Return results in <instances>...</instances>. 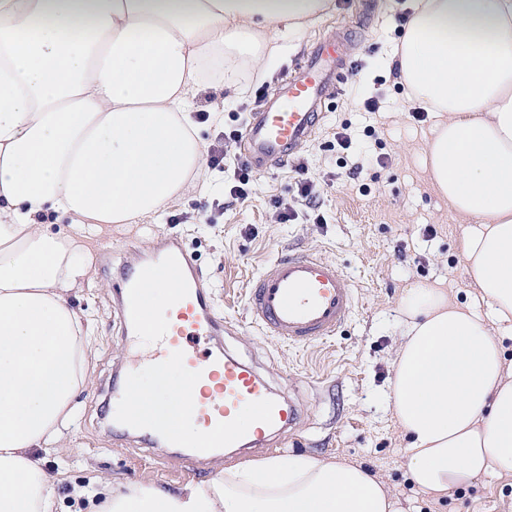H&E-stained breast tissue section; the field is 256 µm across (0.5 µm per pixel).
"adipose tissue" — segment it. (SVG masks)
Instances as JSON below:
<instances>
[{
  "label": "adipose tissue",
  "instance_id": "obj_1",
  "mask_svg": "<svg viewBox=\"0 0 512 512\" xmlns=\"http://www.w3.org/2000/svg\"><path fill=\"white\" fill-rule=\"evenodd\" d=\"M334 0H0V512H57L76 399L93 382V329L75 289L93 246L210 191L206 123L193 99L216 84L238 97L268 77ZM391 63L409 99L435 116L428 181L467 220L460 253L487 306L477 313L426 283L397 303L401 342L389 406L408 440L407 472L439 499L512 473V0H407ZM64 224L52 228L48 218ZM174 282L140 288L143 311L174 318ZM167 385L132 387L125 411L188 445L199 385L176 366ZM93 512H400L369 470L313 454L226 468L177 491L103 485Z\"/></svg>",
  "mask_w": 512,
  "mask_h": 512
}]
</instances>
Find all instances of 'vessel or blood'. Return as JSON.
I'll return each instance as SVG.
<instances>
[{"instance_id":"1","label":"vessel or blood","mask_w":512,"mask_h":512,"mask_svg":"<svg viewBox=\"0 0 512 512\" xmlns=\"http://www.w3.org/2000/svg\"><path fill=\"white\" fill-rule=\"evenodd\" d=\"M336 91L335 67L326 66L321 48H314L277 94L261 101L241 133L240 146L254 169L286 165L293 149L311 137L322 102ZM153 266L176 281L175 318L158 323L141 315L136 302L139 281L133 273L122 283L116 311L126 335L153 341L149 359L155 368L178 364L191 375L216 383L197 404L196 420L208 436L195 445L188 457L190 466L204 464L218 448H236L247 455L279 447L301 419L300 403L285 391L274 390L253 363L226 352L196 350V340L219 335L223 324L212 315L178 238L166 240ZM248 306L253 324L267 335L306 344L335 335L351 317L355 296L332 261L315 253L288 254L270 261L250 281ZM244 406L256 413L248 431L236 426L237 412Z\"/></svg>"}]
</instances>
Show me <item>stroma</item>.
Wrapping results in <instances>:
<instances>
[{
  "mask_svg": "<svg viewBox=\"0 0 512 512\" xmlns=\"http://www.w3.org/2000/svg\"><path fill=\"white\" fill-rule=\"evenodd\" d=\"M336 8L302 32L272 79L252 81L240 98L212 85L199 89L195 106L224 108V124L208 129L209 146L224 142L229 153L238 143L229 136L249 119L259 102L320 41L344 34L361 74L346 73L342 91L326 105L318 130L296 148L289 165L257 171L245 199L230 201L224 172L205 196H190L168 206L155 221L116 224L97 240L93 282L74 296L94 319V380L78 398L79 412L67 430L70 451L50 453L45 468L66 470L59 512H90L89 496L98 489L93 475L103 473L126 484L149 481L170 490L197 483L241 463L221 452L216 463L189 471L177 449L158 439L145 445L112 429V380L125 372L128 385L149 381L129 369L128 343L122 336L113 294L126 269L142 263L160 239H181L202 274L218 318L230 322L233 335L200 342V350L227 347L260 364L276 387H288L305 418L285 441L281 453H310L360 464L377 475L397 498L402 512H512V474L480 476L453 488L443 500L418 489L406 467L407 440L388 408L392 362L399 346L397 300L407 285L428 281L446 288L456 302L476 310L485 305L471 285L459 257L464 226L427 185L420 146L432 133V120L417 121L412 103L387 68L388 52L402 30L393 0H335ZM379 96L381 108L363 111L360 99ZM348 130L354 143L388 158L386 166L358 169L359 157L336 144ZM305 163L315 182L320 206L299 204L296 163ZM295 206L298 218L282 224L275 200ZM434 236H427V229ZM314 251L335 263L349 278L355 309L336 335L306 345H288L252 326L247 288L253 277L280 255Z\"/></svg>",
  "mask_w": 512,
  "mask_h": 512,
  "instance_id": "1",
  "label": "stroma"
}]
</instances>
